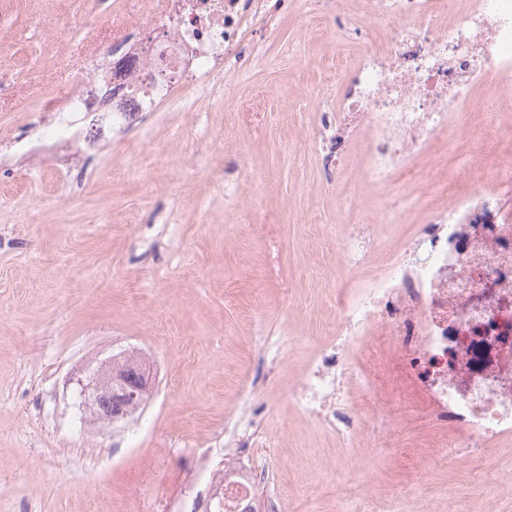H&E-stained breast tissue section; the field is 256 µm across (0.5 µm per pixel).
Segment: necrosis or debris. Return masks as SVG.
Here are the masks:
<instances>
[{
	"label": "necrosis or debris",
	"instance_id": "4bbe7bcc",
	"mask_svg": "<svg viewBox=\"0 0 512 512\" xmlns=\"http://www.w3.org/2000/svg\"><path fill=\"white\" fill-rule=\"evenodd\" d=\"M141 17L160 23L168 36L150 44L130 30L96 52L84 81L65 103L47 112H141L151 76L166 61L184 82L206 84L219 72L226 43L240 37V0H140ZM379 15L394 23L389 59L371 55L357 67L356 89L336 104V128L347 136L367 129L369 183H390L398 167L426 150L452 117L469 111L475 86L512 88V0H379ZM512 186V167H498L491 181L466 190L449 188L420 232L367 287L336 296V341L310 364L290 400L315 428L355 447L362 430L385 433L391 422L364 411L381 399L377 374L359 354L387 337V355L400 365L415 393L437 418L457 430L454 447L479 455L512 436V335L497 354L504 371L495 383L473 376L452 382L458 348L478 335L512 324V211L498 191ZM482 222L494 248L465 238ZM242 405L224 426V466L212 471L222 491L213 512H242L268 474L251 465L263 429Z\"/></svg>",
	"mask_w": 512,
	"mask_h": 512
}]
</instances>
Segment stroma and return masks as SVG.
Returning <instances> with one entry per match:
<instances>
[{
	"mask_svg": "<svg viewBox=\"0 0 512 512\" xmlns=\"http://www.w3.org/2000/svg\"><path fill=\"white\" fill-rule=\"evenodd\" d=\"M376 0H267L224 50L206 88L151 111H43L85 76L96 45L125 33L139 0H0V512H206L222 468L224 418L266 404L265 451L281 512H335L366 495L373 512H512V438L439 463L454 430L383 376L397 413L357 447L312 429L290 388L332 337L337 289L368 285L417 234L447 186L512 160V111L482 85L474 112L438 135L386 188L365 174L367 134L318 142L359 61L391 49ZM99 17L94 29L84 19ZM66 122L92 140L49 133ZM401 211L369 261L350 268L346 222ZM136 351L153 395L110 427L77 408L86 365Z\"/></svg>",
	"mask_w": 512,
	"mask_h": 512,
	"instance_id": "1",
	"label": "stroma"
}]
</instances>
